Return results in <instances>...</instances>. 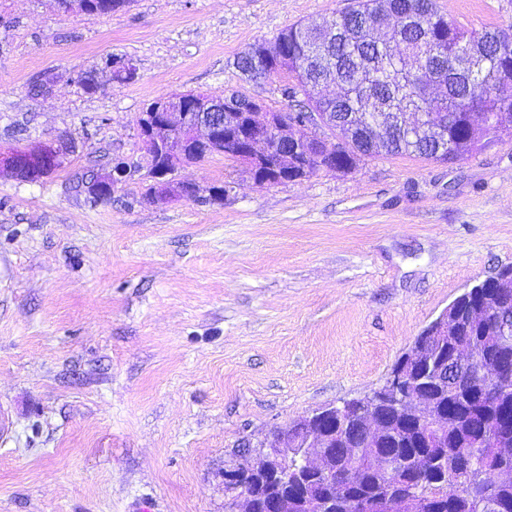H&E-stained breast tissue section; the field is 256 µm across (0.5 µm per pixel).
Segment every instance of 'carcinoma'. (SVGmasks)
<instances>
[{
	"mask_svg": "<svg viewBox=\"0 0 512 512\" xmlns=\"http://www.w3.org/2000/svg\"><path fill=\"white\" fill-rule=\"evenodd\" d=\"M99 15L116 12L130 0H90ZM502 30L481 32L450 18L435 0H352V5L323 19L321 25H293L274 39L266 55L243 52L235 67L257 69L283 82L281 94L299 119L319 116L322 127L336 132L341 147L328 170L351 171L365 157L413 155L454 163L506 140L512 142V67L494 48ZM332 82L338 92L326 98L320 88ZM172 98V107L195 109L203 92L191 90ZM297 150L288 156L295 181L321 170L318 156L328 151L320 129L289 126ZM234 138L192 151L182 148L181 162L222 155L243 165L257 180L281 167L275 152L259 158L236 154ZM224 187L209 194L180 188L176 197L220 200ZM483 307L512 310V289L481 282L454 299L461 320L455 337L433 341L435 361L416 373L425 391L434 393L448 412V434L436 437L406 406L399 409L381 395L369 418L380 417L379 435L358 423L351 412L338 421L320 422L336 432L329 449L335 473L313 474L282 483L246 476L247 490L270 500L278 495L306 494L314 507L329 504L333 512H512V480L494 478L512 456L497 448L512 439V381L495 375L496 363L512 364V340L496 322L483 319ZM465 344L476 349L471 375L451 386L440 368ZM392 465L377 467L376 457Z\"/></svg>",
	"mask_w": 512,
	"mask_h": 512,
	"instance_id": "cac0c4a2",
	"label": "carcinoma"
}]
</instances>
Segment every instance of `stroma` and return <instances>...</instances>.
Here are the masks:
<instances>
[{
	"instance_id": "35a3bbf8",
	"label": "stroma",
	"mask_w": 512,
	"mask_h": 512,
	"mask_svg": "<svg viewBox=\"0 0 512 512\" xmlns=\"http://www.w3.org/2000/svg\"><path fill=\"white\" fill-rule=\"evenodd\" d=\"M349 3L132 0L93 16L0 0V148L76 144L39 182L0 172V512H224L248 447L382 385L452 300L512 266V143L275 186L216 156L175 177L223 199H142L145 104L236 91L287 111L278 81L235 58ZM437 5L473 30L512 25V0ZM113 59L134 80L113 81ZM42 74L52 91L32 96ZM117 157L134 173L90 206L75 175Z\"/></svg>"
}]
</instances>
